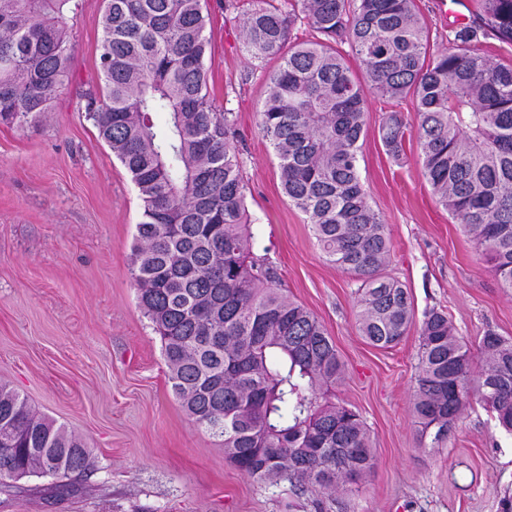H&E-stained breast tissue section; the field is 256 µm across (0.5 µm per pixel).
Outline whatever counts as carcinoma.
Returning a JSON list of instances; mask_svg holds the SVG:
<instances>
[{"label":"carcinoma","mask_w":512,"mask_h":512,"mask_svg":"<svg viewBox=\"0 0 512 512\" xmlns=\"http://www.w3.org/2000/svg\"><path fill=\"white\" fill-rule=\"evenodd\" d=\"M68 2L0 0V124L42 118L68 82ZM206 24L201 0H106L105 102L89 90L85 111L139 191L131 276L173 392L222 438L227 463L261 485L308 492L318 507L322 494L370 475L375 453L356 411L328 395L344 375L331 337L253 252L236 116L208 90ZM299 25L321 39L290 44ZM242 35L254 59L279 61L266 75L259 126L279 159L282 190L326 260L360 281L358 324L370 344L402 341L414 307L408 289L383 275L390 239L361 184L369 91L413 97L423 177L512 291V64L487 46L512 44V0H478L474 20L448 30V48L435 54L416 0H251ZM345 40L362 81L336 48ZM157 112L168 114L162 125ZM405 129L398 111L380 124L394 157ZM479 350L476 364L448 314L425 313L413 414L432 448L448 447L474 400L512 433V338L488 332ZM2 422L12 438L0 441V479L91 469L80 438L5 384Z\"/></svg>","instance_id":"cac0c4a2"}]
</instances>
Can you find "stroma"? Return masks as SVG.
I'll list each match as a JSON object with an SVG mask.
<instances>
[{
	"label": "stroma",
	"mask_w": 512,
	"mask_h": 512,
	"mask_svg": "<svg viewBox=\"0 0 512 512\" xmlns=\"http://www.w3.org/2000/svg\"><path fill=\"white\" fill-rule=\"evenodd\" d=\"M417 0L431 47L471 22L476 0ZM67 23L72 79L51 112L0 125V383L83 439L93 470L68 481L0 482V512H316L289 484L256 483L224 460L219 438L173 394L161 342L142 314L130 275L139 192L85 112L98 69L105 0H75ZM214 104L237 114L254 252L277 285L314 313L336 345L345 377L336 400L365 422L376 467L329 512H501L512 492V436L480 403L456 422L444 448L421 445L412 414L418 331L396 346L371 345L358 327L355 277L326 261L305 215L281 188L279 161L259 126L265 72L241 37L249 0H205ZM407 121L393 159L379 136L386 112ZM412 99L368 93L359 154L368 201L386 225L385 273L406 285L414 320L447 313L470 350L492 331L512 338V292L499 287L473 241L421 175Z\"/></svg>",
	"instance_id": "obj_1"
}]
</instances>
